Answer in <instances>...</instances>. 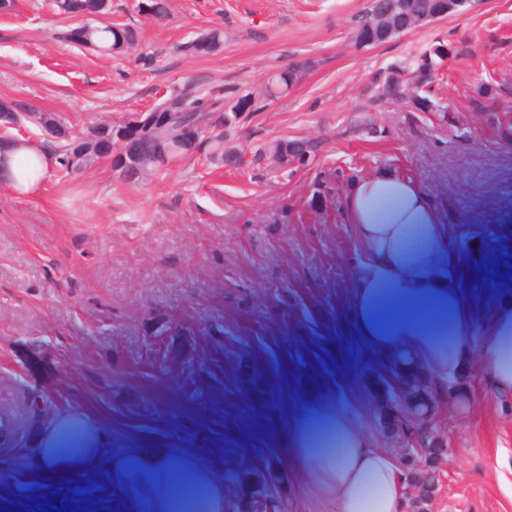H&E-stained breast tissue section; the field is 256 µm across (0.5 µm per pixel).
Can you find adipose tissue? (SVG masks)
Instances as JSON below:
<instances>
[{
	"label": "adipose tissue",
	"instance_id": "ef3b65f1",
	"mask_svg": "<svg viewBox=\"0 0 512 512\" xmlns=\"http://www.w3.org/2000/svg\"><path fill=\"white\" fill-rule=\"evenodd\" d=\"M52 165V151L43 145L19 146L0 154V174L20 195L29 194L32 182L44 181ZM376 197L411 211L427 205L417 185L388 172L356 180L345 199L356 240L372 258L356 301L365 336L382 349L398 342L414 346L439 375L452 374L472 352H480L494 387L512 391V302L498 306L490 326L475 333L455 284L436 272L445 243L441 227L426 225L419 250L408 254L403 246L404 227L370 208V200ZM384 288L389 291L388 310L398 322L389 332L381 328L377 318V299ZM428 303L451 309L453 343H445L417 319V310ZM335 423L343 432V444L325 456L314 455L307 446L308 435H299L297 453L303 479L325 492L336 512H403L406 485L398 464L371 447L354 422L339 415Z\"/></svg>",
	"mask_w": 512,
	"mask_h": 512
}]
</instances>
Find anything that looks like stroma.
Returning a JSON list of instances; mask_svg holds the SVG:
<instances>
[{"mask_svg":"<svg viewBox=\"0 0 512 512\" xmlns=\"http://www.w3.org/2000/svg\"><path fill=\"white\" fill-rule=\"evenodd\" d=\"M111 0L109 20L136 43L88 52L59 41L67 21L49 0H16L0 15V98L59 116L71 133L122 120L191 82L248 87L300 59L315 66L288 95L241 123L225 149L161 176L117 178L110 161L70 190L48 176L20 196L0 185V504L18 512L46 494L81 512H143L160 498L158 467L224 473L222 512H336L300 475L295 436L311 416L351 417L408 486L431 482L407 512H512V393L495 390L479 355L438 376L410 345L376 347L355 312L371 263L344 208L320 193L337 171H388L418 186L441 225L438 273L457 286L475 329L512 301V143L470 108L480 87L512 114V0L458 12L375 47L355 45L367 0ZM223 47L186 43L211 29ZM453 41L433 90L446 117L396 112L375 136L350 127L376 72ZM470 75L460 83L459 70ZM280 138L312 139L307 167L257 160ZM480 271L466 282V271ZM80 424L72 479L46 480L48 448ZM224 45V31L218 28L192 40L185 47L197 55H206Z\"/></svg>","mask_w":512,"mask_h":512,"instance_id":"1","label":"stroma"}]
</instances>
